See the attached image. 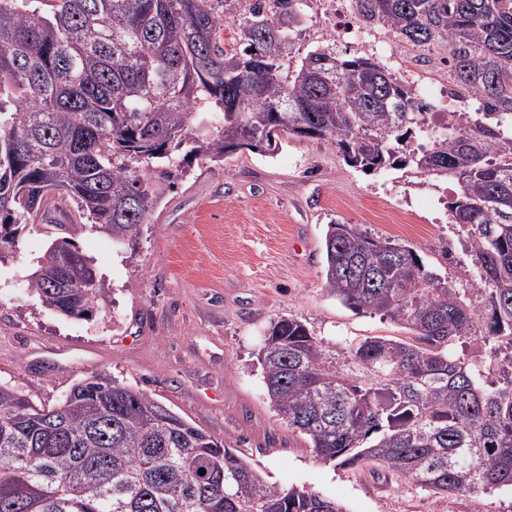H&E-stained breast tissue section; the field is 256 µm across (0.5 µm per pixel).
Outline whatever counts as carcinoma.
<instances>
[{
  "label": "carcinoma",
  "mask_w": 512,
  "mask_h": 512,
  "mask_svg": "<svg viewBox=\"0 0 512 512\" xmlns=\"http://www.w3.org/2000/svg\"><path fill=\"white\" fill-rule=\"evenodd\" d=\"M354 3L366 26L448 48L455 86L481 112L448 113L445 133L415 146L431 106L390 69L331 44L294 60L304 0H252L233 22L224 0H0V261L27 225H50L30 288L67 317L103 310L112 288L77 234L132 244L192 161L270 154L288 134L330 142L364 173L454 178L448 212L467 232L471 287L413 247L333 222L324 290L409 336L332 349L281 317L258 359L272 407L317 457L434 495L512 490V377L490 382L455 352L481 325L486 340L512 338V0ZM0 512L345 510L268 482L224 441L95 373L53 406L0 382Z\"/></svg>",
  "instance_id": "cac0c4a2"
}]
</instances>
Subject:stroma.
Wrapping results in <instances>:
<instances>
[{
  "label": "stroma",
  "instance_id": "obj_1",
  "mask_svg": "<svg viewBox=\"0 0 512 512\" xmlns=\"http://www.w3.org/2000/svg\"><path fill=\"white\" fill-rule=\"evenodd\" d=\"M451 179L387 169L364 173L335 146L288 137L278 151L196 162L167 192L134 248L101 234L75 243L112 288L105 311L71 319L44 307L26 279L52 230L21 231L0 263V381L52 406L105 372L143 390L237 449L267 480L307 486L347 512H512V491L436 496L389 476L317 458L269 403L257 353L270 321L294 317L325 343L406 338L323 289L329 222L418 249L456 287L472 268L449 220Z\"/></svg>",
  "mask_w": 512,
  "mask_h": 512
}]
</instances>
